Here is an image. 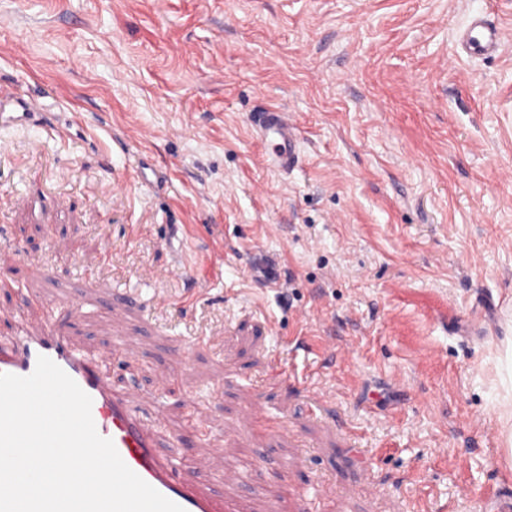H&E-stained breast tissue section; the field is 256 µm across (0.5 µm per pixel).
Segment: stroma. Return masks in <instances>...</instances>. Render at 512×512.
<instances>
[{
  "instance_id": "1",
  "label": "stroma",
  "mask_w": 512,
  "mask_h": 512,
  "mask_svg": "<svg viewBox=\"0 0 512 512\" xmlns=\"http://www.w3.org/2000/svg\"><path fill=\"white\" fill-rule=\"evenodd\" d=\"M479 14L491 59L455 52ZM0 93L33 110L0 123V335L120 341L113 391L250 512L512 485V0H0ZM278 105L286 173L254 124ZM263 113L258 128L271 166L283 172L293 169L299 163V154L296 147V127L290 122V114L287 121V112L283 107Z\"/></svg>"
}]
</instances>
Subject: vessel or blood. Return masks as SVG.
<instances>
[{
	"label": "vessel or blood",
	"mask_w": 512,
	"mask_h": 512,
	"mask_svg": "<svg viewBox=\"0 0 512 512\" xmlns=\"http://www.w3.org/2000/svg\"><path fill=\"white\" fill-rule=\"evenodd\" d=\"M461 46L471 57L492 55L500 48V33L477 17L463 32ZM286 115L285 108H273L264 112L258 123L271 166L283 172L299 163L296 129ZM121 353L116 345L91 358L72 345L61 330L25 333L0 339V373L27 376L34 371L38 356L50 358L91 397L98 433L111 439L124 463L159 493L184 512H247L243 501L215 497L183 479L172 458L156 453L153 430L137 408V388L129 387L126 395L119 396L106 379L107 363Z\"/></svg>",
	"instance_id": "obj_1"
}]
</instances>
